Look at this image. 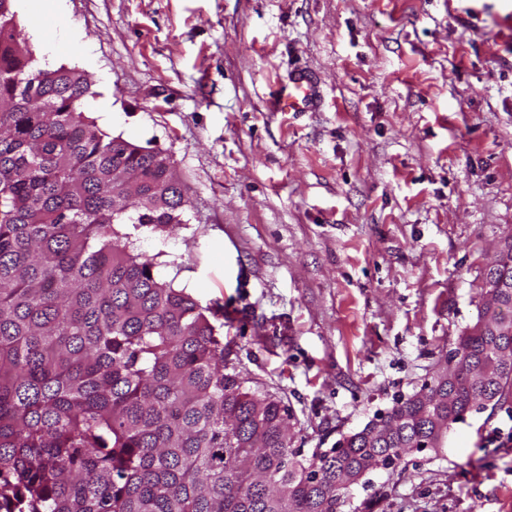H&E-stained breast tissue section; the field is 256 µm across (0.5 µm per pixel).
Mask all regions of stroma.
I'll return each instance as SVG.
<instances>
[{"label":"stroma","mask_w":512,"mask_h":512,"mask_svg":"<svg viewBox=\"0 0 512 512\" xmlns=\"http://www.w3.org/2000/svg\"><path fill=\"white\" fill-rule=\"evenodd\" d=\"M16 31L86 71L104 132L171 157L185 221L136 232L223 328L304 456L418 391L512 244V0H67ZM83 33L67 41L68 30ZM54 55H47V47ZM319 90L273 112L295 70ZM354 485L340 512H512V398L443 448Z\"/></svg>","instance_id":"35a3bbf8"}]
</instances>
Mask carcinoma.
Returning <instances> with one entry per match:
<instances>
[{
    "label": "carcinoma",
    "instance_id": "1",
    "mask_svg": "<svg viewBox=\"0 0 512 512\" xmlns=\"http://www.w3.org/2000/svg\"><path fill=\"white\" fill-rule=\"evenodd\" d=\"M92 86L34 67L0 0V512H338L349 472L426 449L442 398L451 429L512 396V370L491 368L509 338L476 323L448 354L468 359L450 390L435 375L381 415L402 429L302 458L288 409L227 372L216 312L135 251L188 200L168 156L85 115ZM503 277L512 244L485 293Z\"/></svg>",
    "mask_w": 512,
    "mask_h": 512
}]
</instances>
